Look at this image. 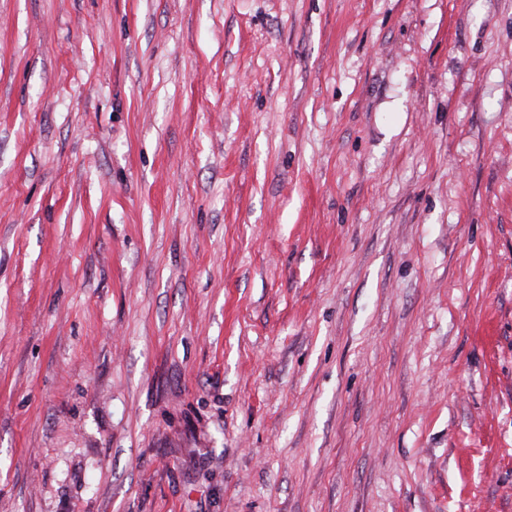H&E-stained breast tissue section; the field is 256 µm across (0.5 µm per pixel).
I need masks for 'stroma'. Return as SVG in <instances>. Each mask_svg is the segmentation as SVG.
<instances>
[{"label": "stroma", "instance_id": "35a3bbf8", "mask_svg": "<svg viewBox=\"0 0 512 512\" xmlns=\"http://www.w3.org/2000/svg\"><path fill=\"white\" fill-rule=\"evenodd\" d=\"M0 512H512V0H0Z\"/></svg>", "mask_w": 512, "mask_h": 512}]
</instances>
